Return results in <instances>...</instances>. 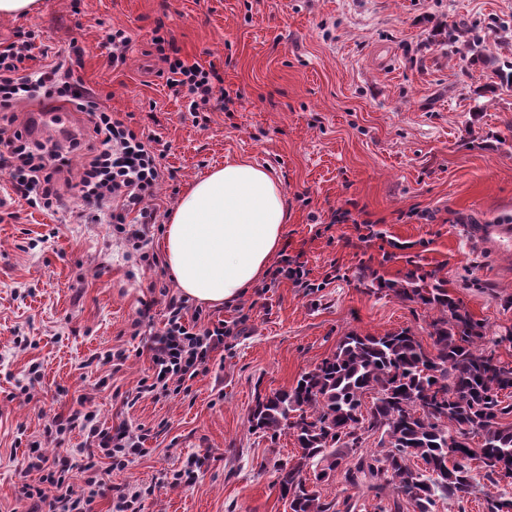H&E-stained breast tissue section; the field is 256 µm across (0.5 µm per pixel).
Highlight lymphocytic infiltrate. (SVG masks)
Wrapping results in <instances>:
<instances>
[{
    "instance_id": "obj_1",
    "label": "lymphocytic infiltrate",
    "mask_w": 512,
    "mask_h": 512,
    "mask_svg": "<svg viewBox=\"0 0 512 512\" xmlns=\"http://www.w3.org/2000/svg\"><path fill=\"white\" fill-rule=\"evenodd\" d=\"M36 39L35 31L20 29L13 41L0 42V173L7 175L14 194L28 207L55 211L66 199H76L80 218L107 219L147 267H158L159 258L149 246L158 229L157 211L150 202L164 178L165 152L159 138L101 106L96 94L74 77L73 65L84 53L81 46L71 45L53 66L31 70ZM151 42L162 63L157 77L185 101L190 114L228 110L233 99L217 95L216 66L187 63L162 26H155ZM34 101L55 102L86 115L85 139L70 144L71 151L84 155L76 181L61 178L71 164L68 154L47 149L34 139L29 124L19 122L18 108ZM231 333L224 323H202L200 309L187 298H170L162 328L146 341L152 375L141 382L140 393H179L223 349ZM76 429L86 442L72 460L48 461L41 441L31 442L26 469L39 472L42 483H24L18 489L20 498L30 502L28 512H94L101 487L98 459H108L111 469L120 471L144 452V435L124 426L101 428L95 414L82 409L54 415L44 434L59 441Z\"/></svg>"
}]
</instances>
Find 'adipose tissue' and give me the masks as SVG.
<instances>
[{"label": "adipose tissue", "instance_id": "adipose-tissue-1", "mask_svg": "<svg viewBox=\"0 0 512 512\" xmlns=\"http://www.w3.org/2000/svg\"><path fill=\"white\" fill-rule=\"evenodd\" d=\"M285 193L269 169L229 160L192 183L165 227L163 252L184 297L231 303L251 288L280 250Z\"/></svg>", "mask_w": 512, "mask_h": 512}]
</instances>
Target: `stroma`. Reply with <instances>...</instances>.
Instances as JSON below:
<instances>
[{
  "label": "stroma",
  "mask_w": 512,
  "mask_h": 512,
  "mask_svg": "<svg viewBox=\"0 0 512 512\" xmlns=\"http://www.w3.org/2000/svg\"><path fill=\"white\" fill-rule=\"evenodd\" d=\"M462 16L489 53L512 60V0H40L34 14L0 18L2 42L38 33L48 52L33 69L82 46L76 76L167 145L159 221L226 160L270 168L288 210L280 251L301 255L311 281L265 276L233 303L204 306L233 327L223 351L189 390L141 398L150 327L132 322L148 302L161 327L180 293L166 267L147 268L111 225L7 194L0 210L19 217L0 222V512L27 510L15 486L31 440L52 461L84 443L77 430L61 446L44 438L54 414L80 404L103 427L145 433V454L124 470L98 463L106 484L144 489L141 512H288L274 468L292 459L294 439L251 432L247 418L348 332L408 328L431 348L432 309L390 284L436 274L475 318L512 326V251L482 250L461 227L512 223V90L488 92L490 69L462 68L445 39ZM160 22L183 59L216 64L231 111L197 124L157 77ZM114 27L132 38L118 68L103 46ZM351 200L375 222L368 241L328 221ZM113 348L128 355L119 371L87 367ZM34 362L42 378L29 401L18 385ZM190 457L193 477L174 481Z\"/></svg>",
  "instance_id": "obj_1"
}]
</instances>
